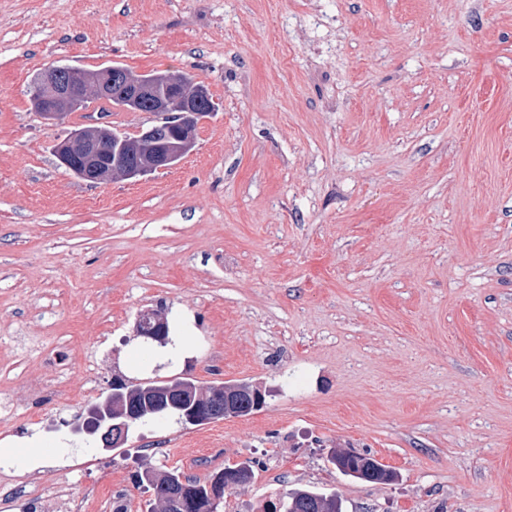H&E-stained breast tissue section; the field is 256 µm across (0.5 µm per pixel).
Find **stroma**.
Here are the masks:
<instances>
[{"label":"stroma","mask_w":512,"mask_h":512,"mask_svg":"<svg viewBox=\"0 0 512 512\" xmlns=\"http://www.w3.org/2000/svg\"><path fill=\"white\" fill-rule=\"evenodd\" d=\"M180 70L217 112L172 168L89 183L29 91L72 64ZM192 354L136 373L140 312ZM250 383L259 411L79 444L115 378ZM0 512H148L138 471L250 463L218 512H512V0H0ZM354 450L392 482L343 476ZM24 443V446H18L19 443ZM0 465L2 462L10 463L18 457L16 448H37L30 454V466L32 469L40 466L43 460V453L40 451L42 444L40 440L35 437H24L22 439L6 438L0 441ZM288 497L284 512H342L341 502L335 496H326L313 489L302 488L293 490ZM314 501L327 502L322 505V510H310Z\"/></svg>","instance_id":"1"}]
</instances>
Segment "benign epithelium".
<instances>
[{
	"label": "benign epithelium",
	"mask_w": 512,
	"mask_h": 512,
	"mask_svg": "<svg viewBox=\"0 0 512 512\" xmlns=\"http://www.w3.org/2000/svg\"><path fill=\"white\" fill-rule=\"evenodd\" d=\"M33 96L47 107V115L53 119L61 112H79L88 108L91 100L108 104L121 97L135 106L137 111L155 112L165 118L164 126L173 129V134L163 145L146 156L136 167H130L119 155L112 161L104 159L106 147L99 138L83 127L59 143L57 159L61 166H70L74 156L82 157L85 177L94 182L105 181L114 176L129 179L144 176L176 164L181 152L195 143L199 110L205 102L200 94L187 88L178 72H168L153 78L122 75L109 69H101L88 78H62L55 67L39 74ZM153 324L145 327L137 324V334L157 342L166 340L165 320L150 313ZM168 392L177 396L176 401L160 402L153 407L131 405L129 396L114 391L108 396L106 418L100 427V443L105 449L119 448L126 441L128 423L138 417L159 413L171 406L186 410L190 423L208 422L236 412L238 395L242 387L227 385L222 393H205L185 377L168 379ZM158 502L162 512H186L192 507L190 497L184 490L163 485Z\"/></svg>",
	"instance_id": "1"
}]
</instances>
